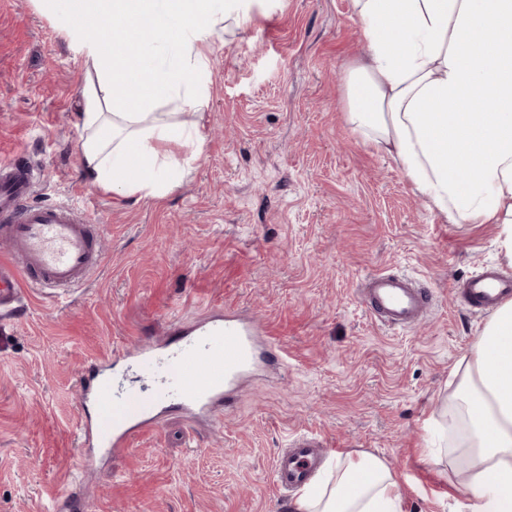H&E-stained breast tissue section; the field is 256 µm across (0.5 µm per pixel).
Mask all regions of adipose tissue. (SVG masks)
Segmentation results:
<instances>
[{
    "label": "adipose tissue",
    "instance_id": "obj_1",
    "mask_svg": "<svg viewBox=\"0 0 512 512\" xmlns=\"http://www.w3.org/2000/svg\"><path fill=\"white\" fill-rule=\"evenodd\" d=\"M252 0H74L60 25L86 69L81 165L93 186L164 196L198 139L176 110L209 94L202 43L240 24ZM367 54L347 72V115L388 153L431 209L453 224H495L512 264V0H354ZM144 23L149 37L120 54L108 27ZM166 111H159V104ZM468 512H512V301L495 310L448 375ZM290 512H403L382 459L337 457L296 494Z\"/></svg>",
    "mask_w": 512,
    "mask_h": 512
}]
</instances>
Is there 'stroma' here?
<instances>
[{"mask_svg":"<svg viewBox=\"0 0 512 512\" xmlns=\"http://www.w3.org/2000/svg\"><path fill=\"white\" fill-rule=\"evenodd\" d=\"M71 0H0V161L38 173L35 203L93 211L104 263L81 287H24L0 315V512H288L274 484L289 440L327 458L380 457L405 512H463V466L429 464L448 373L488 316L455 288L502 264L494 224L431 211L347 120L345 73L366 50L353 0H260L204 47L201 156L162 198L89 184L78 98L86 71L58 30ZM402 273L433 302L412 329L370 317L359 282ZM210 306L263 322L277 365L250 375L217 421L169 413L116 455L74 451L81 370L194 325Z\"/></svg>","mask_w":512,"mask_h":512,"instance_id":"obj_1","label":"stroma"}]
</instances>
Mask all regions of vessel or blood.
<instances>
[{"label": "vessel or blood", "mask_w": 512, "mask_h": 512, "mask_svg": "<svg viewBox=\"0 0 512 512\" xmlns=\"http://www.w3.org/2000/svg\"><path fill=\"white\" fill-rule=\"evenodd\" d=\"M34 179L29 167L14 160L0 162V246L8 252L7 259L0 260L4 314L17 308L23 285L63 294L83 284L103 262L91 216L53 203L25 204ZM462 295L467 306L492 310L512 298V278L483 270L465 281ZM361 300L383 325L406 330L425 314L432 296L409 278L379 272L365 277ZM263 347L273 350L277 344L257 321L211 308L197 327H174L163 342L141 345L136 356L113 352L111 360L94 364L78 380L82 445L112 454L158 430L168 411L192 418L214 416L225 393L235 390L257 364ZM129 360L135 361L146 389L112 380V365ZM322 453L316 438L295 437L276 456L277 488L307 483Z\"/></svg>", "instance_id": "vessel-or-blood-1"}]
</instances>
